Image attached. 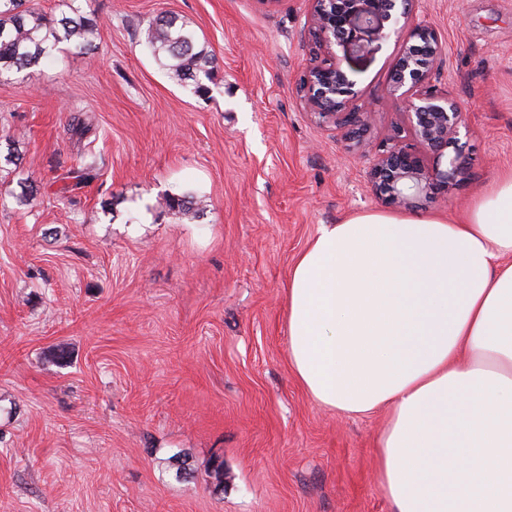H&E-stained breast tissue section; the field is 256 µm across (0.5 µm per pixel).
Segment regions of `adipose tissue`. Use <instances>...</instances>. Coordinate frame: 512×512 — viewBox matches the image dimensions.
<instances>
[{"label":"adipose tissue","mask_w":512,"mask_h":512,"mask_svg":"<svg viewBox=\"0 0 512 512\" xmlns=\"http://www.w3.org/2000/svg\"><path fill=\"white\" fill-rule=\"evenodd\" d=\"M288 361L318 405L386 410L392 512H512V170L457 223L320 225L288 279Z\"/></svg>","instance_id":"adipose-tissue-1"}]
</instances>
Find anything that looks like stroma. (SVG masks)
Wrapping results in <instances>:
<instances>
[{
  "label": "stroma",
  "mask_w": 512,
  "mask_h": 512,
  "mask_svg": "<svg viewBox=\"0 0 512 512\" xmlns=\"http://www.w3.org/2000/svg\"><path fill=\"white\" fill-rule=\"evenodd\" d=\"M422 5L469 169L413 212L455 221L512 169V0ZM309 8L91 0L92 50L0 78V512H392L374 463L384 412L323 408L288 364L297 256L319 225L384 208L367 161L297 94ZM161 11L215 55L208 94L141 44ZM398 52L366 37L347 70L377 140L406 122L388 92ZM74 113L98 176L69 188ZM188 190L202 218L157 207Z\"/></svg>",
  "instance_id": "obj_1"
}]
</instances>
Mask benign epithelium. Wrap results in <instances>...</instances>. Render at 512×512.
<instances>
[{"label": "benign epithelium", "mask_w": 512, "mask_h": 512, "mask_svg": "<svg viewBox=\"0 0 512 512\" xmlns=\"http://www.w3.org/2000/svg\"><path fill=\"white\" fill-rule=\"evenodd\" d=\"M309 2L307 23L316 51L300 80L301 100L318 122L344 130L357 154L371 161V191L393 209H411L464 179L461 134L468 127L457 100L435 88L444 46L433 24L414 15L419 0ZM369 35L393 36L400 44L389 93L402 103L407 123L386 143L367 138L373 113L355 110L353 82L344 68Z\"/></svg>", "instance_id": "1"}]
</instances>
